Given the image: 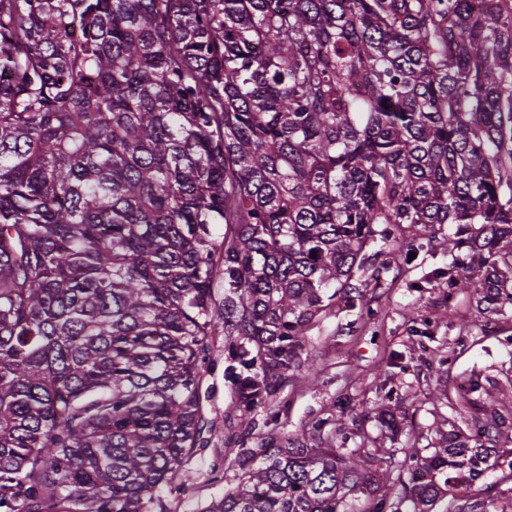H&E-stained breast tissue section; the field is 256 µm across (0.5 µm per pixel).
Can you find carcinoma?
<instances>
[{
    "instance_id": "obj_1",
    "label": "carcinoma",
    "mask_w": 512,
    "mask_h": 512,
    "mask_svg": "<svg viewBox=\"0 0 512 512\" xmlns=\"http://www.w3.org/2000/svg\"><path fill=\"white\" fill-rule=\"evenodd\" d=\"M388 224L512 302V0H0V512H167L209 336L265 404ZM326 425L203 512H399ZM494 448L446 439L414 510Z\"/></svg>"
}]
</instances>
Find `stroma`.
Returning a JSON list of instances; mask_svg holds the SVG:
<instances>
[{"label":"stroma","mask_w":512,"mask_h":512,"mask_svg":"<svg viewBox=\"0 0 512 512\" xmlns=\"http://www.w3.org/2000/svg\"><path fill=\"white\" fill-rule=\"evenodd\" d=\"M390 231L391 248L417 245L415 259L390 263L376 280L370 271L356 272L355 309L337 304L310 328L305 368L248 417H240L224 379V332L210 337L200 387L201 440L184 460L193 481L180 496L167 498L169 512H202L223 497L239 472L241 447L273 432L302 433L321 419L335 431L336 447L375 457L371 474L381 492L394 497L415 469L408 449L434 448L466 421H484L482 411L454 409L458 386L477 380L482 389L476 401L491 395L512 407V304L493 314L480 306L476 289H449L440 272L453 261L442 245L450 225L414 232L394 224ZM341 398L349 401L343 411L336 405ZM490 432L498 439L497 453L484 480L507 497L512 482L501 476L512 469V419Z\"/></svg>","instance_id":"obj_1"}]
</instances>
